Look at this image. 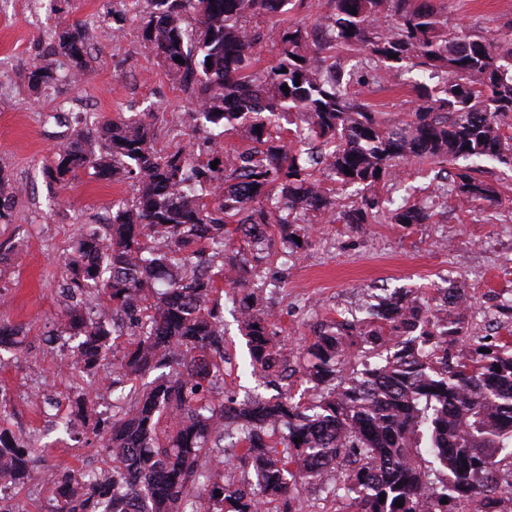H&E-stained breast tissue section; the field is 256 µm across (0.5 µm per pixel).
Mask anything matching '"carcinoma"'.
Masks as SVG:
<instances>
[{
	"label": "carcinoma",
	"mask_w": 512,
	"mask_h": 512,
	"mask_svg": "<svg viewBox=\"0 0 512 512\" xmlns=\"http://www.w3.org/2000/svg\"><path fill=\"white\" fill-rule=\"evenodd\" d=\"M146 3L141 47L194 98L202 136L189 150L159 148L146 114L121 116L78 131L46 167L57 181L92 169L138 186L132 201L114 203L110 223L81 230L64 262L73 296L95 291L113 317L135 321L138 335L106 374L112 415L95 424L110 474L55 475L48 512H186L196 499L206 512H270L274 501L290 512L292 479L320 480L351 451L363 463L341 472L336 493L356 512H448L444 499L496 512L500 499L512 500L511 340L468 343L457 315L466 306L441 317L386 295L366 317L314 331L306 349L312 404L224 400L216 396L225 362L218 296L223 283L242 292L253 368L279 366L286 378L281 328L256 308L251 285L263 261L288 256L294 237L311 234L306 217L408 226L430 221L450 196L467 209L498 203V189L467 166L446 172L430 207L388 213L377 189L410 158L439 166L487 158L512 168V26L497 45L480 31L461 34L438 0H325L313 22L285 28L280 16L309 17L314 0ZM267 38L278 60L261 69L257 48ZM57 49L72 76L84 74L79 28L59 33ZM355 53L382 89L428 74L432 83L412 84L409 118L383 120L360 99L345 78L344 59ZM213 128L246 147L224 151ZM285 132L308 148L291 149ZM321 170L334 188L316 177ZM67 324L79 339L67 369L104 365L117 323L93 319L77 302ZM161 367L170 374L144 381ZM40 452L0 429L9 486L34 482ZM228 454L238 477L224 471ZM433 471L445 476L439 492L429 487Z\"/></svg>",
	"instance_id": "cac0c4a2"
}]
</instances>
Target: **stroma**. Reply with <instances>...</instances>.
Wrapping results in <instances>:
<instances>
[{
  "label": "stroma",
  "instance_id": "obj_1",
  "mask_svg": "<svg viewBox=\"0 0 512 512\" xmlns=\"http://www.w3.org/2000/svg\"><path fill=\"white\" fill-rule=\"evenodd\" d=\"M448 20L460 33L480 31L496 38L512 26V0H447ZM109 0H0V178L10 188V207L0 219V326L21 331L20 345L0 350V402L4 423L17 437L37 436L51 471L109 470L94 425L112 403L110 391L93 377L63 369L73 342L64 327L72 299L64 290L62 259L85 224H100L116 199H132L130 181H113L86 170L77 179L55 182L45 167L61 143L74 139L82 112L106 121L146 112L158 145L195 140L191 104L154 55L136 51L139 20L128 15L114 26ZM81 26L86 34L87 80L33 88L34 65L56 62L52 37ZM360 97L382 117L411 111V86L376 90ZM482 179L498 185L499 204L467 213L448 206L427 224L315 225L307 245L287 264L268 266L261 303L280 322L282 336L301 349L313 329L343 318L362 317L375 297L412 290L431 308L441 305L448 286L465 288L472 306L463 313L471 338L512 337V170L474 159ZM394 186L383 197L394 203H425L437 184L435 166L400 163ZM228 396L271 397L288 391L309 399L303 370L288 380L253 371L247 339L239 331L236 304L222 296ZM80 389L95 407L76 421L73 434L57 427L71 411L68 396ZM336 481L328 474L303 484L295 512H349L346 500L326 493Z\"/></svg>",
  "mask_w": 512,
  "mask_h": 512
}]
</instances>
